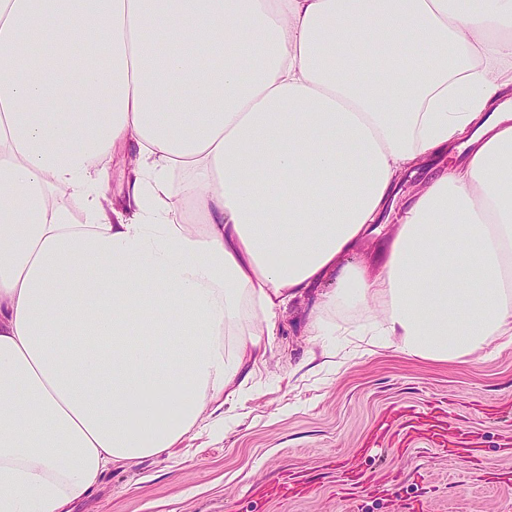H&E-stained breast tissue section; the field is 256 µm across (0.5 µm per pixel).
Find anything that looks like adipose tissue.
<instances>
[{"mask_svg": "<svg viewBox=\"0 0 512 512\" xmlns=\"http://www.w3.org/2000/svg\"><path fill=\"white\" fill-rule=\"evenodd\" d=\"M331 275L325 356L336 308L410 358L512 349V0H0V512L175 448ZM53 195L58 206L67 212L72 223H86V203L83 196L75 194L71 192V190L64 187L55 189ZM390 227L391 224L385 225L382 235L373 236L372 239L362 243L353 254L348 256L350 261L353 263H366L374 267L377 250L386 243Z\"/></svg>", "mask_w": 512, "mask_h": 512, "instance_id": "obj_1", "label": "adipose tissue"}]
</instances>
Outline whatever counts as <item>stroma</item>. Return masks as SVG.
I'll return each instance as SVG.
<instances>
[{"instance_id":"35a3bbf8","label":"stroma","mask_w":512,"mask_h":512,"mask_svg":"<svg viewBox=\"0 0 512 512\" xmlns=\"http://www.w3.org/2000/svg\"><path fill=\"white\" fill-rule=\"evenodd\" d=\"M289 305L223 434L113 466L71 512H512V351L467 365L358 353L310 362L321 300Z\"/></svg>"}]
</instances>
